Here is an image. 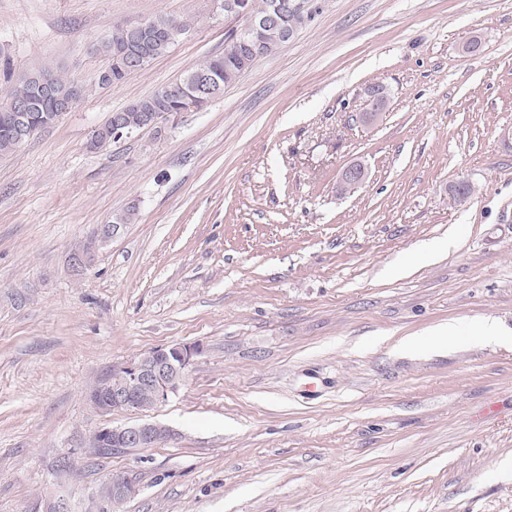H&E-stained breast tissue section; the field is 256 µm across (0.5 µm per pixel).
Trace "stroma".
Segmentation results:
<instances>
[{"instance_id": "1", "label": "stroma", "mask_w": 512, "mask_h": 512, "mask_svg": "<svg viewBox=\"0 0 512 512\" xmlns=\"http://www.w3.org/2000/svg\"><path fill=\"white\" fill-rule=\"evenodd\" d=\"M313 4L204 109L91 151L236 20L222 0H0V97L47 63L84 87L0 158V512H512V0ZM159 15L192 27L99 87L95 44ZM372 84L389 99L366 125ZM351 164L367 177L344 194ZM172 343L202 351L165 402H89ZM141 421L172 435L90 456L99 428ZM121 475L139 490L114 507ZM134 215L135 213L133 210H128L116 217V222H114L116 224H103L97 228L93 235L88 239L82 251L73 255L72 258L74 259L75 263L79 265L88 263L91 260L99 243L114 236L119 231L121 226H123L122 224L130 223L134 219Z\"/></svg>"}]
</instances>
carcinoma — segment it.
Segmentation results:
<instances>
[{
    "mask_svg": "<svg viewBox=\"0 0 512 512\" xmlns=\"http://www.w3.org/2000/svg\"><path fill=\"white\" fill-rule=\"evenodd\" d=\"M311 17L310 13L290 14L283 26L265 28L254 42L241 38L235 29L230 30L224 38V53L205 59L174 81L122 109L125 125L142 131L146 127L145 116L180 110L190 87V80L198 72L215 74L224 88L241 81L260 54L269 55L286 42L285 30L296 33ZM146 24L149 26L151 39L147 58L141 63L143 67L167 54L180 37L190 30L188 21L166 15H159L146 21ZM95 50L108 61L107 68L99 74L97 79L99 87L117 86L134 74L132 70H120L116 67V62L131 50L128 27L124 25L115 27L112 30V36L96 44ZM45 85L52 87L58 95L72 104L79 99V95L74 93L77 84L50 65L20 77L7 92L5 101L0 102V156L7 155L19 147L12 129L4 123V117L12 112L17 104L21 102L33 104V112L36 116L56 111V102L41 96V90ZM94 138L95 148L98 150H104L116 143L111 122H106L98 129Z\"/></svg>",
    "mask_w": 512,
    "mask_h": 512,
    "instance_id": "1",
    "label": "carcinoma"
}]
</instances>
